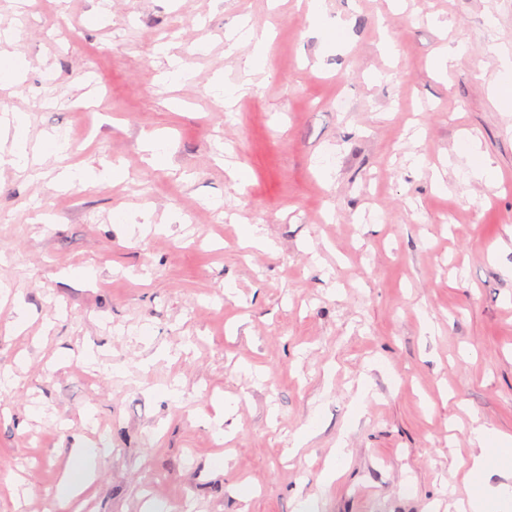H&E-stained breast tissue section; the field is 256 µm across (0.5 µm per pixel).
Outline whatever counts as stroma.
<instances>
[{
	"label": "stroma",
	"instance_id": "1",
	"mask_svg": "<svg viewBox=\"0 0 512 512\" xmlns=\"http://www.w3.org/2000/svg\"><path fill=\"white\" fill-rule=\"evenodd\" d=\"M322 8L344 43L310 37L302 0H0L22 63L0 86V512H64L77 446L98 454L88 512L445 510L469 429L512 436V108L487 51L512 48V0ZM240 22L271 34L263 71L228 45ZM159 46L192 79L161 82ZM48 132L66 157L40 152ZM467 138L495 185L470 178ZM70 164L99 184H59ZM246 224L274 250L241 251ZM11 163L20 164L26 162L28 158L27 151V129L23 117L16 115L13 119Z\"/></svg>",
	"mask_w": 512,
	"mask_h": 512
}]
</instances>
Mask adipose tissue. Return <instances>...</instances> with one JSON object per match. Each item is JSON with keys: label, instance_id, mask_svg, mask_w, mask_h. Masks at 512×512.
Returning <instances> with one entry per match:
<instances>
[{"label": "adipose tissue", "instance_id": "obj_1", "mask_svg": "<svg viewBox=\"0 0 512 512\" xmlns=\"http://www.w3.org/2000/svg\"><path fill=\"white\" fill-rule=\"evenodd\" d=\"M469 441L475 449L466 474L471 489L466 499L458 502L459 512H512V483L504 481L490 488L484 485L490 461L512 464V437L480 426L471 430Z\"/></svg>", "mask_w": 512, "mask_h": 512}]
</instances>
